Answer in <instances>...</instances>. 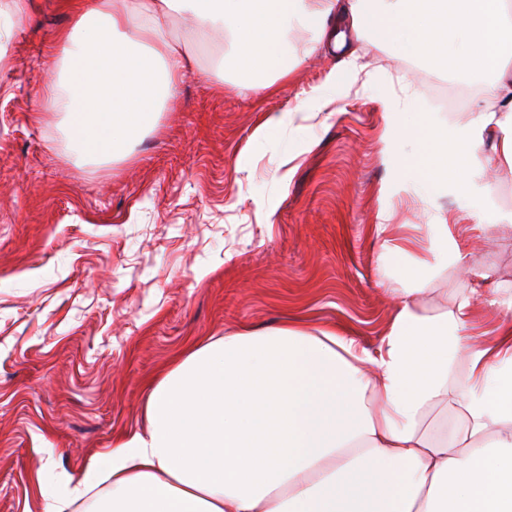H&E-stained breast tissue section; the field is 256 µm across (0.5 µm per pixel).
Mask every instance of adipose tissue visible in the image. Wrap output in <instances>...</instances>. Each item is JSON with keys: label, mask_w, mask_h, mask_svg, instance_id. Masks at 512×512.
I'll return each instance as SVG.
<instances>
[{"label": "adipose tissue", "mask_w": 512, "mask_h": 512, "mask_svg": "<svg viewBox=\"0 0 512 512\" xmlns=\"http://www.w3.org/2000/svg\"><path fill=\"white\" fill-rule=\"evenodd\" d=\"M50 78L78 152L111 162L175 96L185 55L166 30L196 16L194 36L224 31L236 57L258 42L255 92L287 76L288 28L312 25L341 50L372 28L426 60L425 35L450 27L444 53L476 60L494 110L463 125L404 128L418 150L405 166L440 197L456 146L477 151L512 126V0H74ZM431 258L391 288L394 313L375 348L346 332L283 324L244 329L192 349L148 393L144 426L93 456L82 476L54 474L44 512L92 498L94 512H512V324L465 335L481 289L429 314L416 300L449 262H462L447 222ZM108 485L106 496L95 495Z\"/></svg>", "instance_id": "1"}]
</instances>
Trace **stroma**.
Returning <instances> with one entry per match:
<instances>
[{"label":"stroma","mask_w":512,"mask_h":512,"mask_svg":"<svg viewBox=\"0 0 512 512\" xmlns=\"http://www.w3.org/2000/svg\"><path fill=\"white\" fill-rule=\"evenodd\" d=\"M74 21L69 0H0V512H43L50 472L81 475L140 428L192 343L297 320L376 346L393 313L382 277L428 256L441 209L468 218L448 234L470 271L512 291V165L484 146L434 203L401 176L426 68L397 43L352 41L353 72L294 27L297 69L258 95L219 68L223 36L198 44L173 15L194 67L130 158L104 163L73 150L44 92ZM271 115L282 125L258 135ZM380 224L393 239L418 225L410 256L382 260Z\"/></svg>","instance_id":"1"}]
</instances>
